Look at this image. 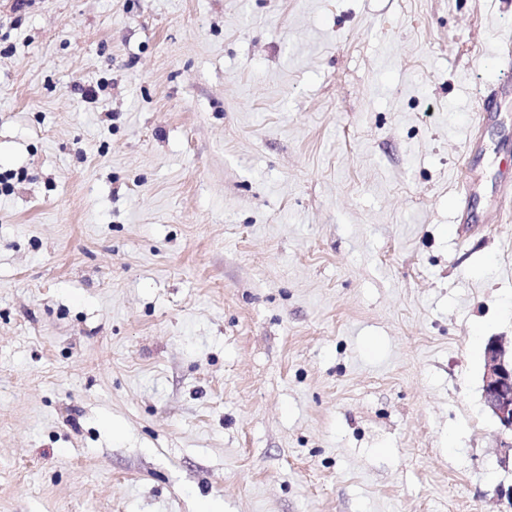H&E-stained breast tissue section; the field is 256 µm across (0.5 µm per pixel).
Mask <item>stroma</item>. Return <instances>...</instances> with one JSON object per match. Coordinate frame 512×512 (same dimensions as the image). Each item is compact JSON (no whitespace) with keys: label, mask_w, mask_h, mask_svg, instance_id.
<instances>
[{"label":"stroma","mask_w":512,"mask_h":512,"mask_svg":"<svg viewBox=\"0 0 512 512\" xmlns=\"http://www.w3.org/2000/svg\"><path fill=\"white\" fill-rule=\"evenodd\" d=\"M507 38L512 0H0V512H512V104L468 148ZM482 400L503 432L512 435V343L493 338L484 348Z\"/></svg>","instance_id":"1"}]
</instances>
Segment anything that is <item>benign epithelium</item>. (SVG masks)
Instances as JSON below:
<instances>
[{"label": "benign epithelium", "mask_w": 512, "mask_h": 512, "mask_svg": "<svg viewBox=\"0 0 512 512\" xmlns=\"http://www.w3.org/2000/svg\"><path fill=\"white\" fill-rule=\"evenodd\" d=\"M482 400L503 432L512 433V349L497 338L484 348Z\"/></svg>", "instance_id": "benign-epithelium-1"}]
</instances>
